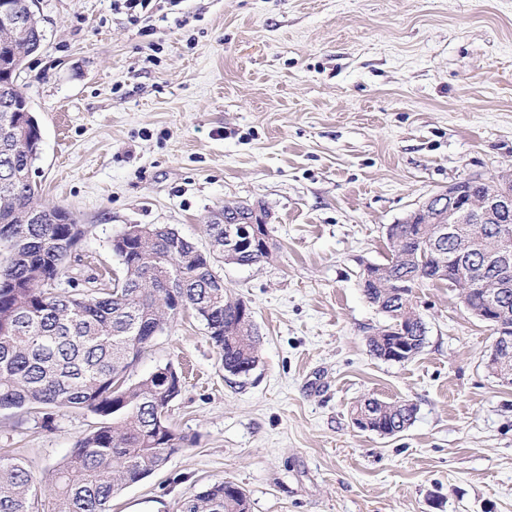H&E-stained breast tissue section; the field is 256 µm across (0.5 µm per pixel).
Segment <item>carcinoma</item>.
Here are the masks:
<instances>
[{
    "label": "carcinoma",
    "instance_id": "obj_1",
    "mask_svg": "<svg viewBox=\"0 0 512 512\" xmlns=\"http://www.w3.org/2000/svg\"><path fill=\"white\" fill-rule=\"evenodd\" d=\"M28 28L0 24V43L27 44L24 56L8 62L0 81V411L29 414L45 426L62 410H88L100 421L80 437L54 469L47 489L51 512H112L125 488L163 469L170 456L193 442L166 416L179 395L181 375L173 364L130 383L129 369L153 338L184 310L202 319L207 334L231 372L260 362L261 337L255 322L238 315V300L215 279L222 260L254 265L267 260L273 239L232 254L224 249V225L206 221L210 248L199 250L163 224L135 225L138 234L112 241L122 278L111 288L77 290L62 286L66 266L84 236L65 209L42 201L30 172L35 126L25 121L28 101L18 80L26 57L41 46L43 31L29 0H12ZM428 214H413L390 228L393 244L386 262L366 266L359 287L367 302L392 321L412 304L413 287L457 288L460 274L492 282L498 275L475 252L468 265L448 263V253L467 235L436 237ZM423 325L412 322L408 336L379 328L367 337L377 358L397 354L403 343L422 350ZM370 412L371 424L392 436L408 428L416 406L368 397L353 414ZM39 497L26 463L0 453V512H39ZM177 512H249L247 495L231 481L213 483L182 500Z\"/></svg>",
    "mask_w": 512,
    "mask_h": 512
}]
</instances>
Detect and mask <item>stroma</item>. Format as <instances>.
I'll use <instances>...</instances> for the list:
<instances>
[{"mask_svg": "<svg viewBox=\"0 0 512 512\" xmlns=\"http://www.w3.org/2000/svg\"><path fill=\"white\" fill-rule=\"evenodd\" d=\"M112 2L37 0L45 39L19 79L41 133L31 179L85 230L67 277L113 285L131 224L208 249L204 220L228 205L266 211L276 244L215 267L262 336L249 376L225 373L189 310L140 357L135 381L184 368L169 420L196 441L112 512H176L224 479L249 512H512L492 330L428 285L422 352L381 360L367 338L385 317L358 286L389 225L458 179L512 171V0H152L135 21ZM368 395L413 403L414 423L357 428ZM97 421L2 411L0 452L42 488Z\"/></svg>", "mask_w": 512, "mask_h": 512, "instance_id": "stroma-1", "label": "stroma"}]
</instances>
